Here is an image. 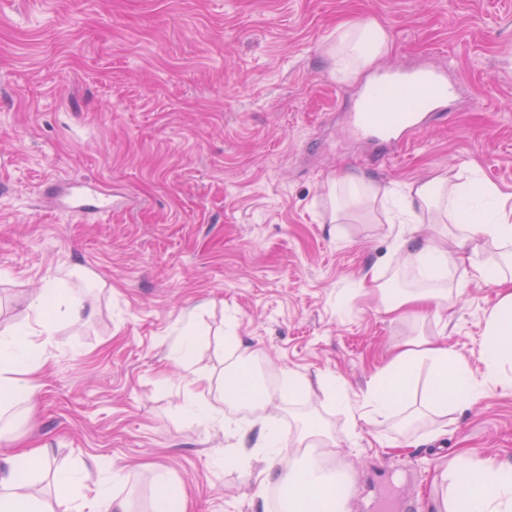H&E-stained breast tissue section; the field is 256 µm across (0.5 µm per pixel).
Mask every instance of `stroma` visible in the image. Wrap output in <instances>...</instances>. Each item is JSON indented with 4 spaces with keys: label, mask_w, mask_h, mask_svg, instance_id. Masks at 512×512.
Returning a JSON list of instances; mask_svg holds the SVG:
<instances>
[{
    "label": "stroma",
    "mask_w": 512,
    "mask_h": 512,
    "mask_svg": "<svg viewBox=\"0 0 512 512\" xmlns=\"http://www.w3.org/2000/svg\"><path fill=\"white\" fill-rule=\"evenodd\" d=\"M358 18L390 35L377 69L439 67L456 88L447 118L390 163L346 127L369 73L330 75L336 25ZM464 169L512 193V0H0V331L59 278L85 304L42 348L33 401L0 421V451L47 444L50 498L52 470L87 465L83 495L110 485L132 512H152L161 474L187 512H278L253 412L210 396L223 428L186 411L197 377L221 380L235 336L260 354L277 429L306 414L335 435L326 458L349 477V512L386 495L432 512L458 453L512 463V391L409 431L361 406L412 337L446 339L481 373L496 291L470 281L455 307L392 320L364 280L419 282L399 227L378 209L336 222L328 186ZM59 183L116 205L69 213L49 192ZM287 371L336 391L289 393ZM243 452L249 467L225 466Z\"/></svg>",
    "instance_id": "1"
}]
</instances>
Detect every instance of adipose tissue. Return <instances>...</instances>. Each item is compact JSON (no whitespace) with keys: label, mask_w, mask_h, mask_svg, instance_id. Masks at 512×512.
<instances>
[{"label":"adipose tissue","mask_w":512,"mask_h":512,"mask_svg":"<svg viewBox=\"0 0 512 512\" xmlns=\"http://www.w3.org/2000/svg\"><path fill=\"white\" fill-rule=\"evenodd\" d=\"M390 37L376 20H351L340 24L327 53L331 74L344 81L357 76L388 53ZM337 215L349 208H370L378 202V185L352 177L330 187ZM444 212L448 226L428 236L401 232L398 251L420 262L426 283L421 288L392 291L371 281L368 291L378 298L386 314L408 318L421 306L455 305L467 280L476 279L496 290L484 328L481 352L483 372L474 375L468 360L439 339L414 337L402 343L388 364L373 377L364 398L363 414L385 420L398 419L402 427L413 426L424 412L444 417L449 411L475 404L486 386L512 390V194L470 172L465 180L438 176L411 184L396 213L399 223L425 219ZM27 320L0 332V409L15 402H31L36 388L32 378L40 367L39 351L44 338L53 336L57 319L80 321L85 305L68 289L49 283L26 305ZM228 365L221 395L227 399L263 408L271 400L267 389L243 372L247 351L236 337H229ZM429 377L420 408H412L409 396L421 368ZM329 429L312 426L295 439V465L267 470L266 476L280 488L285 512H345L349 494L347 474L326 467L324 448L334 445ZM50 450L38 444L12 454L0 463V512H130L126 500L99 487L94 498L80 497L81 473L54 472L60 495L43 499L34 491L35 475L49 469ZM440 479L446 491L436 503V512H512V465L474 453L455 457Z\"/></svg>","instance_id":"adipose-tissue-1"}]
</instances>
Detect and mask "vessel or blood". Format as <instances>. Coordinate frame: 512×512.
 I'll return each instance as SVG.
<instances>
[{
    "mask_svg": "<svg viewBox=\"0 0 512 512\" xmlns=\"http://www.w3.org/2000/svg\"><path fill=\"white\" fill-rule=\"evenodd\" d=\"M454 92L440 71L424 68L409 79L404 71L397 70L390 76L379 77L360 95L349 114V122L357 135L392 160L399 157L426 123L444 112Z\"/></svg>",
    "mask_w": 512,
    "mask_h": 512,
    "instance_id": "b4317fda",
    "label": "vessel or blood"
}]
</instances>
